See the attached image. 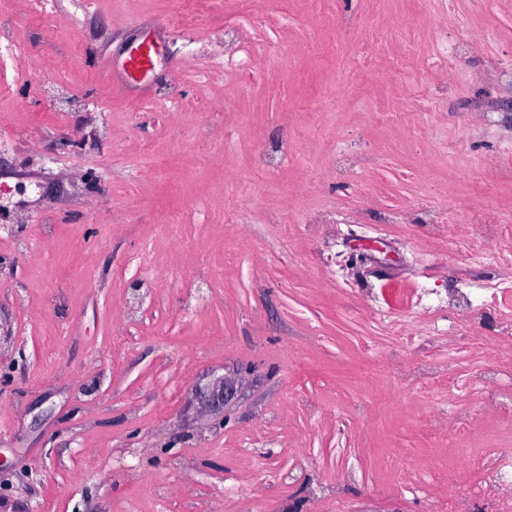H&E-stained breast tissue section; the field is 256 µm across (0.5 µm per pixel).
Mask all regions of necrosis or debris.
<instances>
[{"mask_svg":"<svg viewBox=\"0 0 512 512\" xmlns=\"http://www.w3.org/2000/svg\"><path fill=\"white\" fill-rule=\"evenodd\" d=\"M453 29L447 13L433 12L420 32L424 50L417 54L401 43L398 27L377 34L395 67L414 58L440 80L427 106L436 115L449 94L461 89L466 60L481 44L480 26L452 42ZM204 41L222 48L221 60L205 65L195 59L188 69L208 81L219 75L237 81L253 70L272 69L292 49L287 42L268 43L258 25L216 24ZM383 192L375 183L359 185L362 200L384 206L383 232L421 224L429 237L471 243L450 261L457 282L451 291L439 292L424 280L409 288L384 285L367 289L353 307L375 342L421 358L407 381L414 401L431 406L419 418L429 445L400 460L398 478L413 480L429 512H512V221L497 214L460 217L415 196L387 206ZM303 221L327 228L331 244L369 230L360 210L345 206L307 212ZM488 258L492 273L468 277L470 267ZM443 358L450 367L432 369V361Z\"/></svg>","mask_w":512,"mask_h":512,"instance_id":"necrosis-or-debris-1","label":"necrosis or debris"}]
</instances>
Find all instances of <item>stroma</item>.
Returning <instances> with one entry per match:
<instances>
[{
	"mask_svg": "<svg viewBox=\"0 0 512 512\" xmlns=\"http://www.w3.org/2000/svg\"><path fill=\"white\" fill-rule=\"evenodd\" d=\"M357 20L339 49L327 17ZM194 16L195 36L182 31ZM262 23L270 40L288 36L293 58L275 76L210 89L173 70L201 58L213 16ZM373 0H58L56 19L19 16L0 0V25L50 72L13 81L0 96L7 164L0 181L43 180L41 206L60 223L15 225L0 233V512H336V470L360 512H426L424 499L386 486L379 457L425 447L407 431L397 402L415 355L385 352L376 362L318 262L323 229L298 225L285 237L272 219L286 200L298 212L357 204L355 183L381 181L389 200L432 185L458 215L479 205L512 211V180L481 195L483 171L436 160L438 136L410 142L368 129L387 108L373 88L402 87L421 105L429 76L378 70L366 36ZM482 24L492 54L467 61L469 85L448 100L454 133L472 152L495 158L512 130L493 103L506 85L487 78L512 65V12L502 0H468L460 37ZM153 48L148 70L126 73L136 48ZM351 71L338 83L340 67ZM66 89L49 97L48 80ZM183 102L177 119L157 110L165 92ZM55 99L63 118L48 113ZM238 114L225 147L204 134L225 125L214 100ZM322 103L326 124L307 125L277 177L254 167L256 141L279 142L289 110ZM490 110L493 127L472 123ZM154 143L142 157V143ZM365 154L355 176L330 171L336 148ZM134 179L144 193L113 197ZM197 203L196 223L167 216ZM242 221L228 224L225 212ZM403 235L348 245L352 282L377 273L396 285L418 276ZM201 283L186 294L181 282ZM236 394L223 408L196 398L223 379ZM306 456L296 470V449Z\"/></svg>",
	"mask_w": 512,
	"mask_h": 512,
	"instance_id": "1",
	"label": "stroma"
}]
</instances>
